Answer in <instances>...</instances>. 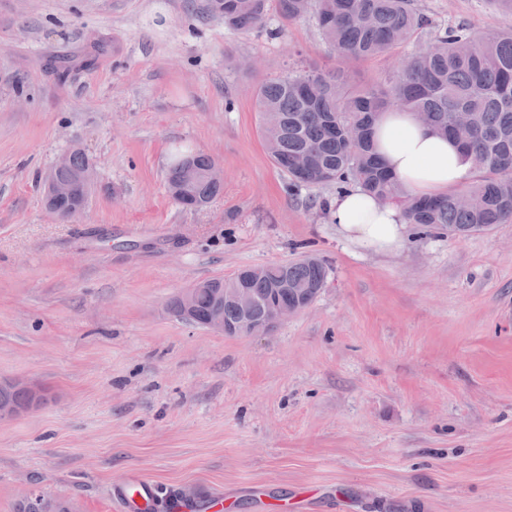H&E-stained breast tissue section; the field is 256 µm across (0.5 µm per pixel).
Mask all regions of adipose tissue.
I'll return each mask as SVG.
<instances>
[{"label":"adipose tissue","mask_w":512,"mask_h":512,"mask_svg":"<svg viewBox=\"0 0 512 512\" xmlns=\"http://www.w3.org/2000/svg\"><path fill=\"white\" fill-rule=\"evenodd\" d=\"M372 138L386 168L411 194H444L470 176L457 144L422 125L411 112H384L373 126ZM330 211L338 232L360 246L391 252L403 240L406 224L401 209L362 189L337 194Z\"/></svg>","instance_id":"ef3b65f1"}]
</instances>
